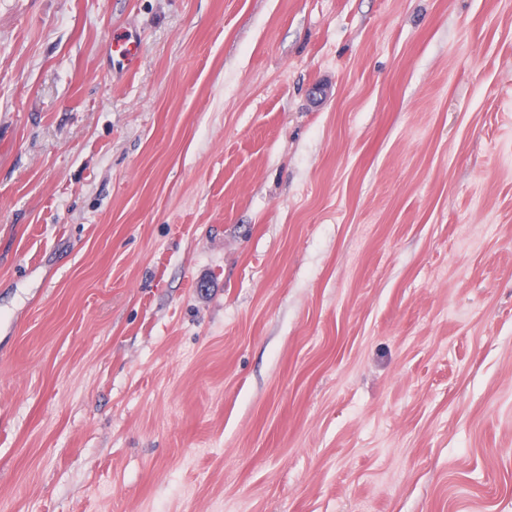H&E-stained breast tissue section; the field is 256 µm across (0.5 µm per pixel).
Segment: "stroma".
<instances>
[{"label": "stroma", "mask_w": 512, "mask_h": 512, "mask_svg": "<svg viewBox=\"0 0 512 512\" xmlns=\"http://www.w3.org/2000/svg\"><path fill=\"white\" fill-rule=\"evenodd\" d=\"M0 512H512V0H0ZM141 41L136 34L127 32L114 34L108 43V54L128 70L133 69L140 57Z\"/></svg>", "instance_id": "35a3bbf8"}]
</instances>
